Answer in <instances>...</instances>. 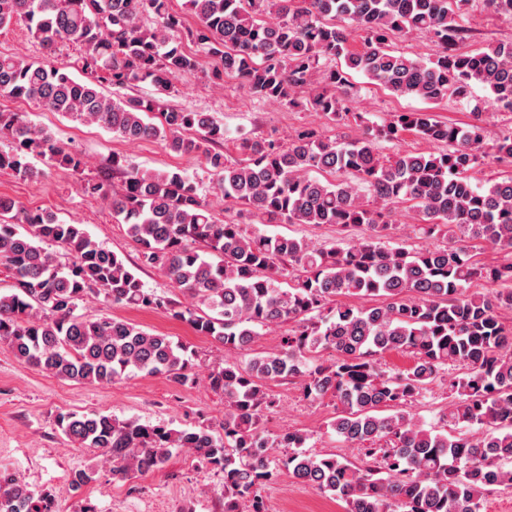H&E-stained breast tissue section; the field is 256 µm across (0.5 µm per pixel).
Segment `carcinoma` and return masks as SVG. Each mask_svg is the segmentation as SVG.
<instances>
[{"label": "carcinoma", "mask_w": 512, "mask_h": 512, "mask_svg": "<svg viewBox=\"0 0 512 512\" xmlns=\"http://www.w3.org/2000/svg\"><path fill=\"white\" fill-rule=\"evenodd\" d=\"M197 27L187 29L169 0H0V30L22 23L43 49L69 43L89 74L68 66L0 56V96L36 102L120 138L161 140L204 160L224 199L274 224H336L366 234L345 248L324 250L303 238L246 234L233 217H218L195 179L142 170L119 154L105 168L123 175L121 189L88 179L84 194L106 202L127 226L143 265L158 269L191 299L182 305L145 288L124 258L94 241L84 225L0 196V264L11 274L0 292V343L22 364L57 377L111 383L131 374L197 381L187 348L163 334L77 313L103 296L114 306L149 309L187 323L228 351L242 350L259 330L294 324L281 348L246 363L224 362L206 376L224 396L221 432L205 421L190 429L119 420L100 412L57 415L59 430L81 448L98 450L112 474L145 475L172 450H186L224 475V512H265L257 490L282 471L346 503V512H481L483 494L512 488V260L481 265L471 242L512 252V176L484 186L470 171L481 159L512 160V132L487 145L480 106L464 125L439 120L431 105L472 98V83L512 111V41L465 50L463 15L482 6L512 17V0H187ZM422 34L434 45L425 60L391 49L393 37ZM361 48H351L354 36ZM213 59L212 79L229 75L246 93L290 107L306 105L328 124L350 121L355 137L324 138L314 128L288 147L244 134L241 161L224 154L225 131L210 113L166 100L123 98L149 82L159 93L200 69L181 37ZM427 107L369 124L348 105L352 74ZM410 131L436 147L421 153H379L377 142ZM0 171L39 176L31 159L82 173V153L20 112L0 111ZM338 177L322 181L319 174ZM412 202L427 238L447 243L409 251L392 247L397 203ZM65 250L59 261L50 247ZM291 276L287 289L277 277ZM476 280L497 285L467 294ZM336 353L326 363L320 354ZM412 358L404 370L382 367L386 353ZM451 401L442 425L427 429L408 405L445 380ZM299 380L304 399L334 401L330 427L367 456L349 461L305 450L298 430L273 437L263 418L277 407L272 381ZM282 449L269 459V449ZM74 473L77 491L97 480ZM55 495L34 492L0 472V512H55Z\"/></svg>", "instance_id": "1"}]
</instances>
